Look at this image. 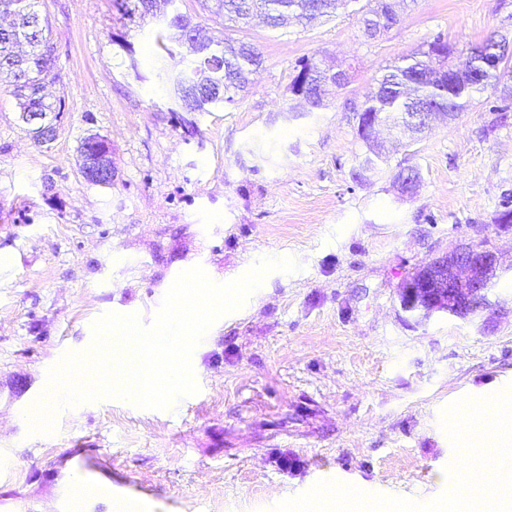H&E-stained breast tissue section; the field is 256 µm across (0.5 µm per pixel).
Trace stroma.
<instances>
[{
	"instance_id": "35a3bbf8",
	"label": "stroma",
	"mask_w": 512,
	"mask_h": 512,
	"mask_svg": "<svg viewBox=\"0 0 512 512\" xmlns=\"http://www.w3.org/2000/svg\"><path fill=\"white\" fill-rule=\"evenodd\" d=\"M368 0L281 31L241 28L174 0L209 35L251 42L263 59L249 92L209 112L173 111L148 59L158 20L114 0H39L55 44L65 110L34 143L0 82V512H271L322 480L427 503L447 488L453 448L443 410L512 384V115L484 93L451 122L364 156L356 110L383 67L443 36L459 53L512 38V0H406L375 39ZM132 43L128 57L121 40ZM352 63L322 109L289 87L299 60ZM104 138L112 183H89L80 145ZM416 168L414 194L393 181ZM501 256L491 306L424 323L402 311L403 281L449 248ZM291 257L192 352L197 393L169 410L103 399L32 435L26 411L49 369L88 346L107 313L151 325L176 277L194 266L224 282L259 259ZM96 486L86 500L76 479Z\"/></svg>"
}]
</instances>
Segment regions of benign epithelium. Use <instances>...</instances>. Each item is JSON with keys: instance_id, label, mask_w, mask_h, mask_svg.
<instances>
[{"instance_id": "1", "label": "benign epithelium", "mask_w": 512, "mask_h": 512, "mask_svg": "<svg viewBox=\"0 0 512 512\" xmlns=\"http://www.w3.org/2000/svg\"><path fill=\"white\" fill-rule=\"evenodd\" d=\"M110 154L97 150L87 160V177L112 182ZM500 270L499 256L485 244L457 245L416 271L399 292L401 309L414 320L436 313L467 318L489 306L488 290Z\"/></svg>"}]
</instances>
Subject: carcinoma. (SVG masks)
<instances>
[{
    "instance_id": "obj_1",
    "label": "carcinoma",
    "mask_w": 512,
    "mask_h": 512,
    "mask_svg": "<svg viewBox=\"0 0 512 512\" xmlns=\"http://www.w3.org/2000/svg\"><path fill=\"white\" fill-rule=\"evenodd\" d=\"M172 0H121L124 13L157 17L158 2ZM217 11L234 21H247L255 15L263 17L273 31L288 25L293 19L300 23L316 17L330 16L346 5L348 0H215ZM34 13L36 27L30 35H16V20ZM393 13L392 0H376L375 7L364 14L362 21L375 28L381 35L390 29L382 21V15ZM0 15L10 18L6 25L0 24V76L12 78V94L17 100L19 112H39L45 116L43 124L56 132L53 123L46 120L52 114L59 117L65 111V102L58 99L46 101L42 94L46 84L58 79L54 71L55 46L48 17L35 9L33 0H0ZM197 26L189 17L174 13L165 19L161 33L156 39L159 53L154 62L162 64L161 53H171V45L186 50L189 56L187 67L166 76L172 85L173 99L183 112H209L221 103H230L251 83V76L262 66L261 55L255 47L243 40H224L210 37L198 43L194 31ZM453 49L441 36L434 37L427 48L404 55L377 80V88L366 96L358 110V135L368 153L355 173L356 178H365V173L375 171L381 157L369 153L371 146L365 140V129L374 119L403 132L422 123L424 112L466 111L474 98L487 90L492 91L502 106L497 112H506L512 106V54L505 55L499 41L490 37L470 48L468 62L471 72L479 76L472 81L467 74L453 71L448 59ZM328 76H310L308 86L290 92L304 93V101L310 108L325 106L329 92ZM398 189L403 194H412L419 186L420 176L413 167L401 169L396 176Z\"/></svg>"
}]
</instances>
